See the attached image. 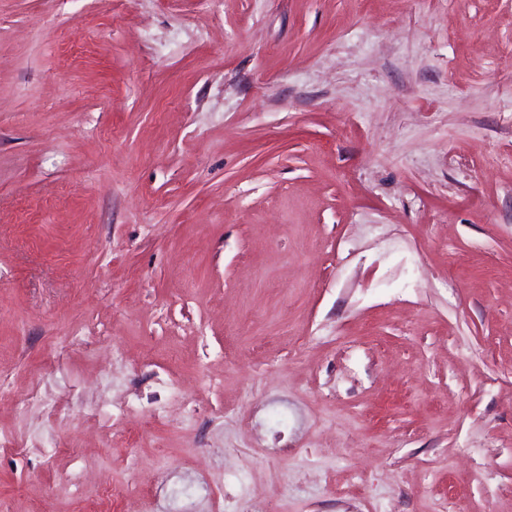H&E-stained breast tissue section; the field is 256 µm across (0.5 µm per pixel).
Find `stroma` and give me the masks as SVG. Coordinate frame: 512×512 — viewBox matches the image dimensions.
<instances>
[{"label":"stroma","instance_id":"obj_1","mask_svg":"<svg viewBox=\"0 0 512 512\" xmlns=\"http://www.w3.org/2000/svg\"><path fill=\"white\" fill-rule=\"evenodd\" d=\"M0 386V512H512V0H0Z\"/></svg>","mask_w":512,"mask_h":512}]
</instances>
